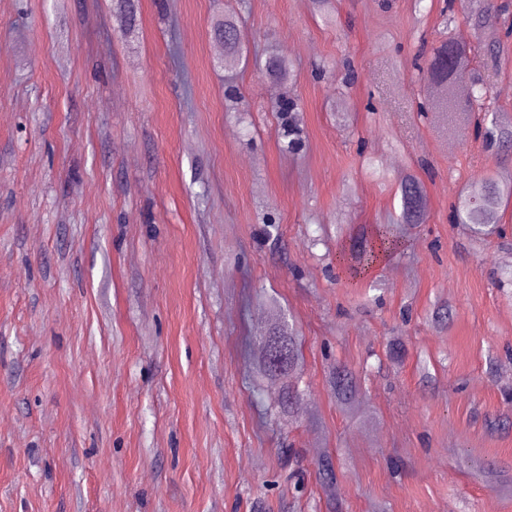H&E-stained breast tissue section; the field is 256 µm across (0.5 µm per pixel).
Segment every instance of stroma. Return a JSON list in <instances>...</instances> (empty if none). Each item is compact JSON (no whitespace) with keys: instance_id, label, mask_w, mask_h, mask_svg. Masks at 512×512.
<instances>
[{"instance_id":"obj_1","label":"stroma","mask_w":512,"mask_h":512,"mask_svg":"<svg viewBox=\"0 0 512 512\" xmlns=\"http://www.w3.org/2000/svg\"><path fill=\"white\" fill-rule=\"evenodd\" d=\"M495 3L480 38L462 0H336L332 25L314 0H135L129 38L112 0H0V512H329L312 474L326 454L343 512H512V427L489 426L512 416V286L493 285L512 206L505 237L475 248L448 221L512 156L419 119L415 80L445 33L495 41L492 95L512 114V0ZM228 11L248 48L234 67L211 35ZM271 49L296 70V155L287 90L259 68ZM408 174L427 221L372 269L376 293L336 250L399 208ZM442 300L444 329L428 320ZM281 312L305 358L294 422L247 377ZM338 361L365 377L350 415L327 381ZM488 462L502 481L477 477ZM277 112H279L282 120L283 137L288 139L286 143H283L282 149L294 153L301 146L303 133L299 118V112H302V108L298 99L288 94L280 101Z\"/></svg>"}]
</instances>
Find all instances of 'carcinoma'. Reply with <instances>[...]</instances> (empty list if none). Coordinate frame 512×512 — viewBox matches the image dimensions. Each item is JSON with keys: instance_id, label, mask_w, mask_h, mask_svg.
I'll return each instance as SVG.
<instances>
[{"instance_id": "obj_1", "label": "carcinoma", "mask_w": 512, "mask_h": 512, "mask_svg": "<svg viewBox=\"0 0 512 512\" xmlns=\"http://www.w3.org/2000/svg\"><path fill=\"white\" fill-rule=\"evenodd\" d=\"M116 11L123 29L130 32L136 24V13L131 0H115ZM467 19L477 31L494 27L499 15L491 0H470ZM212 33L224 41V59L239 62L243 59L244 45L238 17L233 13L212 25ZM500 49L496 44L486 45L481 64L473 65L471 47L459 43L453 37L441 41L432 53L426 67L420 69L418 81L427 88V94L419 105V116L429 118L434 113L477 114L475 133L499 152L512 151V120H507L501 109L492 101L490 84L498 73ZM266 77L287 85L294 79L292 62L285 56L270 55L264 64ZM469 87L465 100L456 96L460 84ZM298 99L285 96L277 107L281 116L283 137L287 142L282 149L296 152L302 143ZM401 212L398 222L377 224L366 233L364 239L342 246L336 252V264L349 277L355 279L367 271L381 257L391 255L402 245L405 225L419 224L426 218L424 187L411 175L400 186ZM512 202V176H488L471 182L453 207L452 222L466 230L474 243L485 241L500 231L503 213ZM453 316L452 307L446 302L434 305L431 321L441 327L448 326ZM266 338L278 344L284 352V360L276 365L268 357L265 346H260V356L253 363L257 378L268 381L288 379L301 373L304 357L296 329L287 321L271 328ZM328 383L336 406L344 413L351 411L353 404L363 394L361 378L344 363L334 364L328 372ZM299 388L285 385L277 399V415L293 417L298 413ZM315 478L322 490L336 499V471L331 456L326 455L315 465Z\"/></svg>"}]
</instances>
